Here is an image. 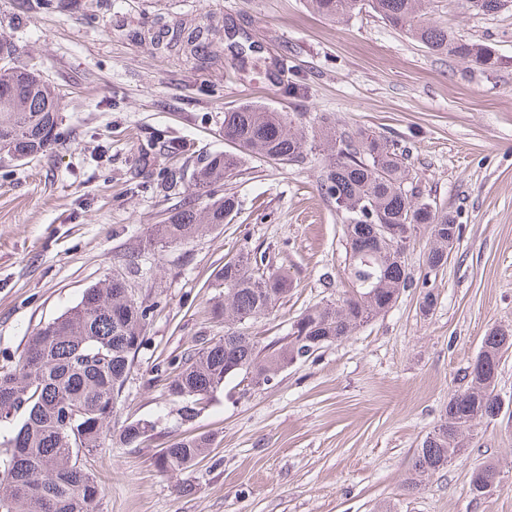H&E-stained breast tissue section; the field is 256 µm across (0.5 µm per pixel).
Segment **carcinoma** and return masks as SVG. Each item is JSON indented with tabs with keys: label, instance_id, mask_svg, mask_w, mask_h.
<instances>
[{
	"label": "carcinoma",
	"instance_id": "carcinoma-1",
	"mask_svg": "<svg viewBox=\"0 0 512 512\" xmlns=\"http://www.w3.org/2000/svg\"><path fill=\"white\" fill-rule=\"evenodd\" d=\"M429 0H306L315 13L343 18L369 9L391 26L436 54H445L488 71L498 59L482 43L460 41L428 18ZM477 15L512 9V0H466ZM62 110L59 90L26 65L0 67V158L24 160L46 151L56 140ZM322 137L336 156L324 187L336 202L349 250L350 291L341 298L307 310L294 322L295 333L279 348L262 350L254 337L234 324L268 315L288 293L286 272L264 274L249 255L224 262L217 280L224 301L213 315L224 320V336L198 352L188 353L167 378V395L204 399L227 378L245 372L255 382H267L293 360L308 357L323 344L338 342L374 316L391 308L411 278L401 245L415 227L430 230L434 246L426 265L438 271L460 239V225L448 212L423 199L393 144L368 132L343 134L328 122ZM224 139L241 153L270 160L303 158L306 139L282 113L257 104H242L224 113ZM238 155L216 154L194 174V194L208 196L224 183V173L236 167ZM234 198L221 196L203 213L185 203L155 227L161 240L188 239L203 226H218L235 209ZM147 308L127 294L126 282L109 280L88 288L80 302L28 337L14 371L0 374V420L21 414L23 421L6 440L8 458L0 462V512H90L103 487L87 468L86 456L107 444L136 447L144 439L142 420L117 431L109 428L112 409L143 345ZM512 348V332L492 330L478 353L479 368L468 371L467 385L451 394L448 418L428 434L417 450L410 482L414 485L448 466L466 447L472 427L498 415L493 395L503 353ZM201 433L174 439L160 450L163 471L194 464L210 448ZM501 483L498 466L490 463L472 472L470 490L484 495L488 485Z\"/></svg>",
	"mask_w": 512,
	"mask_h": 512
}]
</instances>
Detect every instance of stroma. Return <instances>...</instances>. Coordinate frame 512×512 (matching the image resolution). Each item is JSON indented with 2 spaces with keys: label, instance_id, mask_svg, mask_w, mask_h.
<instances>
[{
  "label": "stroma",
  "instance_id": "1",
  "mask_svg": "<svg viewBox=\"0 0 512 512\" xmlns=\"http://www.w3.org/2000/svg\"><path fill=\"white\" fill-rule=\"evenodd\" d=\"M430 10L456 38L489 46L498 68L433 53L373 13L327 19L304 0H0V34L17 61L37 64L64 98L49 149L0 160V372L14 370L36 329L112 276L150 308L111 426L156 428L138 447L91 456L103 486L92 512H512V350L494 390L501 413L425 486L406 482L485 336L512 328V10L474 15L465 0ZM182 20L203 30L199 52L165 50ZM244 103L301 123L303 161L241 156L217 190L237 203L224 224L150 241L185 200L207 207L193 174L207 156L234 152L224 113ZM323 116L337 131L392 141L423 195L456 215L460 240L432 272L430 231L418 227L404 250L413 285L389 310L268 383L227 379L182 420L165 370L223 335L211 309L225 261L254 252L264 272L291 275L272 313L243 325L263 346L285 344L300 315L350 288L323 187L334 160L319 140ZM200 433L213 437L207 457L158 469L160 449ZM488 463L501 486L474 495L471 473Z\"/></svg>",
  "mask_w": 512,
  "mask_h": 512
}]
</instances>
